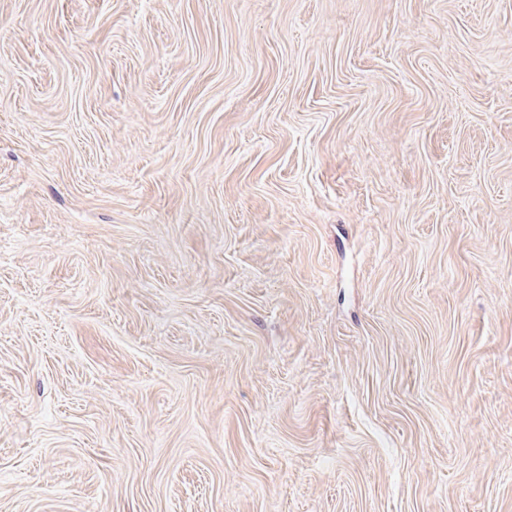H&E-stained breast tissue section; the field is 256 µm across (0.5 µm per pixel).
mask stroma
Listing matches in <instances>:
<instances>
[{
  "label": "stroma",
  "mask_w": 512,
  "mask_h": 512,
  "mask_svg": "<svg viewBox=\"0 0 512 512\" xmlns=\"http://www.w3.org/2000/svg\"><path fill=\"white\" fill-rule=\"evenodd\" d=\"M0 512H512V0H0Z\"/></svg>",
  "instance_id": "stroma-1"
}]
</instances>
